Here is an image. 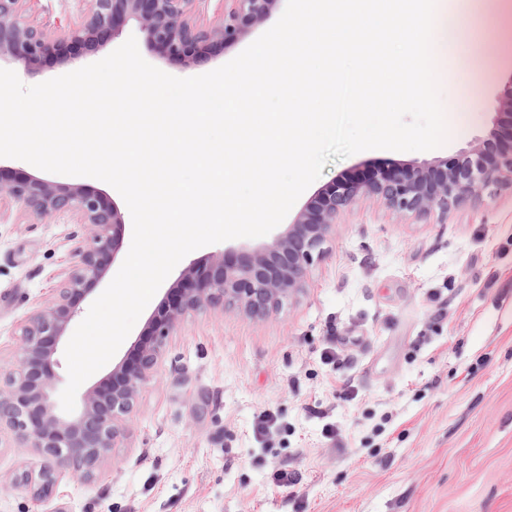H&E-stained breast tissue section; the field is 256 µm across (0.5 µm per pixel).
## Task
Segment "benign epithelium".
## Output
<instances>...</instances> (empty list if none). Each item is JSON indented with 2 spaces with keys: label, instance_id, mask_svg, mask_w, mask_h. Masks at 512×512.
<instances>
[{
  "label": "benign epithelium",
  "instance_id": "1",
  "mask_svg": "<svg viewBox=\"0 0 512 512\" xmlns=\"http://www.w3.org/2000/svg\"><path fill=\"white\" fill-rule=\"evenodd\" d=\"M24 0H0V60L30 71L42 63L65 60L121 33L134 20L146 43L174 64H199L212 47L236 42L249 25L264 21L282 0H231L233 7L216 26L192 19L195 0H93L85 19L52 30L29 25L21 16ZM497 128L470 154L434 165L387 161L368 174L338 179L300 213L288 232L244 258L224 256L210 264L190 263L166 294L147 329L132 342L126 357L85 393L82 407L57 411L54 354L67 336L81 299L105 274L122 241L124 224L103 193L67 186L21 169L0 167V193L36 215L67 214L93 227L90 242L78 249L79 262L57 300L23 329L24 343L9 389L0 391V424L15 429L59 469L87 471L98 465L121 435L119 423L132 411L139 384L165 352V339L188 310L226 299L263 314L279 296L303 285L313 254L321 250L336 216L364 197H376L406 215H442L465 198L505 180L512 182V84L502 93Z\"/></svg>",
  "mask_w": 512,
  "mask_h": 512
}]
</instances>
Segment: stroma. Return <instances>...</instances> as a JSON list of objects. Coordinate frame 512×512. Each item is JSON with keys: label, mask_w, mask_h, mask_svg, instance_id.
Returning a JSON list of instances; mask_svg holds the SVG:
<instances>
[{"label": "stroma", "mask_w": 512, "mask_h": 512, "mask_svg": "<svg viewBox=\"0 0 512 512\" xmlns=\"http://www.w3.org/2000/svg\"><path fill=\"white\" fill-rule=\"evenodd\" d=\"M91 0H26L39 26L80 24ZM247 27L198 66L142 57L180 78L232 60L279 19ZM495 23L467 44L483 68L438 65L441 100L475 114L430 151L367 150L328 163L284 219L327 185L383 161L437 163L496 126L512 82V0H479L460 20ZM71 61L18 70L35 85L97 62L138 35ZM92 228L39 217L0 195V389L29 320L57 298ZM274 425L257 426L264 414ZM124 437L89 472L34 476L46 460L0 430V512H512V186L467 198L447 218H404L373 198L341 214L302 288L254 315L227 302L188 312L121 423ZM294 473L278 486L274 474Z\"/></svg>", "instance_id": "obj_1"}]
</instances>
